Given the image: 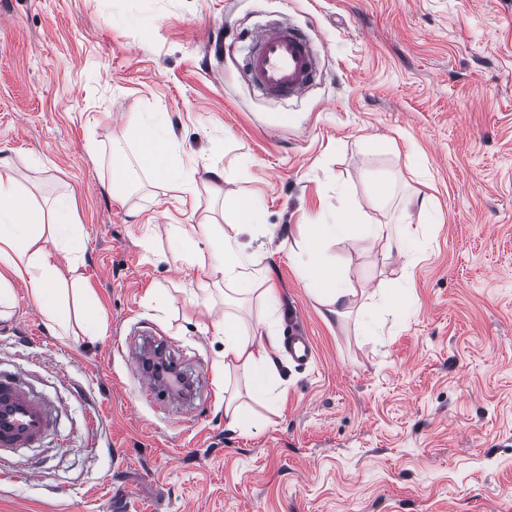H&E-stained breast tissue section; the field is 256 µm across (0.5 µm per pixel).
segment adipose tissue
I'll return each instance as SVG.
<instances>
[{
  "instance_id": "1",
  "label": "adipose tissue",
  "mask_w": 512,
  "mask_h": 512,
  "mask_svg": "<svg viewBox=\"0 0 512 512\" xmlns=\"http://www.w3.org/2000/svg\"><path fill=\"white\" fill-rule=\"evenodd\" d=\"M126 141L137 146L157 179L175 185L184 194L198 195V163L182 158L166 113H147L129 127ZM407 205V211L394 224L375 222L362 207L352 205L301 226L293 242V256L303 271L307 287L325 306L328 315L338 318L348 315L357 290L335 266L324 261L325 247L362 236L381 243L386 263L411 258L409 211L414 208L419 215L427 216L433 203L431 196L418 191ZM170 236L174 248L189 260H202L200 242L214 243L216 261L210 274L215 282L261 285V293L271 310L269 318L249 324L228 314L214 323L213 329L215 335L224 339L225 372L243 370L253 381L254 393L273 402L282 400L286 385L273 358L277 339V290L270 285L268 276L254 273L253 254L237 238L225 234L218 224L175 225L170 229ZM81 247L82 227L75 219L74 198L61 199L52 218H45L31 198L17 188L9 160L0 158V319L9 317L12 284L19 281L29 287L52 323L65 329L71 320L77 319L85 323L87 330H94L98 307L90 288L78 278L65 283L61 269L52 258L53 251L75 254Z\"/></svg>"
}]
</instances>
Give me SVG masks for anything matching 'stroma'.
Instances as JSON below:
<instances>
[{"label":"stroma","instance_id":"1","mask_svg":"<svg viewBox=\"0 0 512 512\" xmlns=\"http://www.w3.org/2000/svg\"><path fill=\"white\" fill-rule=\"evenodd\" d=\"M273 25L320 49L324 77L301 97L268 98L242 69ZM147 112L207 161L198 196L136 147L113 157ZM0 156L41 207L74 197L75 275L104 320L95 336L51 328L14 283L0 369L57 421L0 475V512H512V0H0ZM419 189L434 214L412 219L407 312L384 299L379 249L353 237L327 254L378 325L325 321L281 240L349 201L395 223ZM248 197L277 231L238 236L278 292L277 333L302 325L315 353H276L284 400L243 397L257 420L233 431L223 339L198 328L224 297L193 304L210 279L167 228L240 223ZM145 332L205 377L190 402L140 399Z\"/></svg>","mask_w":512,"mask_h":512}]
</instances>
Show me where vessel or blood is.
<instances>
[{
	"mask_svg": "<svg viewBox=\"0 0 512 512\" xmlns=\"http://www.w3.org/2000/svg\"><path fill=\"white\" fill-rule=\"evenodd\" d=\"M252 81L273 97L302 96L317 80L319 59L308 37L295 27H271L258 37L246 61ZM140 391L146 398L171 391L169 380L140 367ZM50 405L11 378H0V466L10 465L11 449L38 442L53 427Z\"/></svg>",
	"mask_w": 512,
	"mask_h": 512,
	"instance_id": "b4317fda",
	"label": "vessel or blood"
}]
</instances>
